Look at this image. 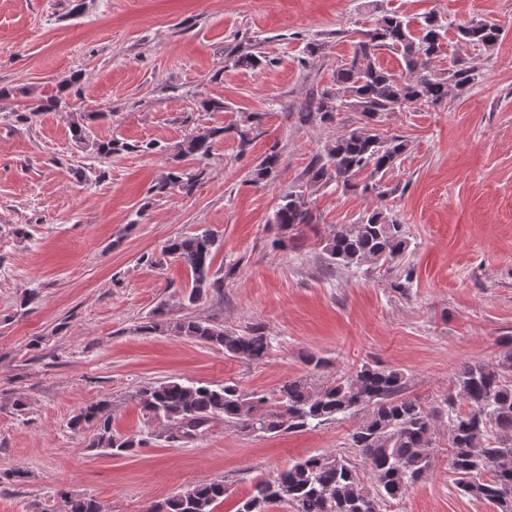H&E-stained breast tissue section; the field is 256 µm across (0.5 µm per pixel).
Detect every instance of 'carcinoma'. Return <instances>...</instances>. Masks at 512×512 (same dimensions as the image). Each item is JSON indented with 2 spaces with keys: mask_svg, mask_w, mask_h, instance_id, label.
<instances>
[{
  "mask_svg": "<svg viewBox=\"0 0 512 512\" xmlns=\"http://www.w3.org/2000/svg\"><path fill=\"white\" fill-rule=\"evenodd\" d=\"M448 24L429 13L417 23L393 12L379 18L375 26L357 31L353 54L336 65L331 82L316 88L301 109V118H319L324 124L335 114L358 112L366 126L336 133L308 166L310 185L336 184L343 190L359 192L383 200L393 189L385 176L400 165L406 140L386 135L374 124L388 112L406 105L438 106L448 93L467 92L475 81L470 63L458 60L448 69L437 67L443 52ZM463 46L495 47L502 31L490 20L472 21L457 27ZM389 51L399 60V70L379 63V53ZM261 57L238 45L232 51V67L257 68ZM80 76L72 74L56 84L55 93L31 97L22 110L12 115L22 124L31 123L42 112L69 107L80 95ZM100 113L82 112L71 122L73 140L92 146L100 162L124 152H151L155 144H130L119 139L93 138L90 122ZM262 113L243 114L235 126L241 149L253 141ZM224 137L222 126H197L176 146L174 161L185 157L207 158L216 142ZM281 166V155L271 152L251 170V182H266ZM205 170L170 167L153 186L157 195L193 193ZM317 220L305 192H289L281 197L273 223L281 229L298 228ZM218 239L208 230L168 240L165 252L190 271L192 287L185 301L193 305L208 288L221 289L224 280L211 279L213 254ZM410 247L404 225L381 209L359 217L352 224L336 226L324 251L332 265L358 267L364 263L388 266L395 273L391 287L406 291L414 269L404 263ZM142 330L168 332L173 336L206 344L245 363L264 360L271 341L260 328L242 335L194 317L166 318L164 308L154 311ZM493 364L467 361L455 375L452 391L442 406H427L407 393L406 376L394 368L364 364L350 374L323 382L317 372L329 360L316 354L303 358L309 373L290 378L267 396L247 392L236 384L209 385L202 382L169 380L143 386L132 395L147 418L162 422L176 440H193L216 420L255 436L286 430H314L329 423L361 416L348 434L354 450L375 480L373 488L362 482L358 466L342 453L314 454L294 461L268 480L254 485L239 512H269L271 506L287 499L292 512H383V507L399 501L434 467L437 421L448 415V473L461 495L494 505L499 512H512V337ZM75 428L92 430L90 447L110 450L114 455L129 453L143 443L123 436L112 428V410L103 400L82 408L71 420ZM221 481L203 482L153 504L152 512H215L224 500ZM67 512H102L89 495L64 494Z\"/></svg>",
  "mask_w": 512,
  "mask_h": 512,
  "instance_id": "cac0c4a2",
  "label": "carcinoma"
}]
</instances>
